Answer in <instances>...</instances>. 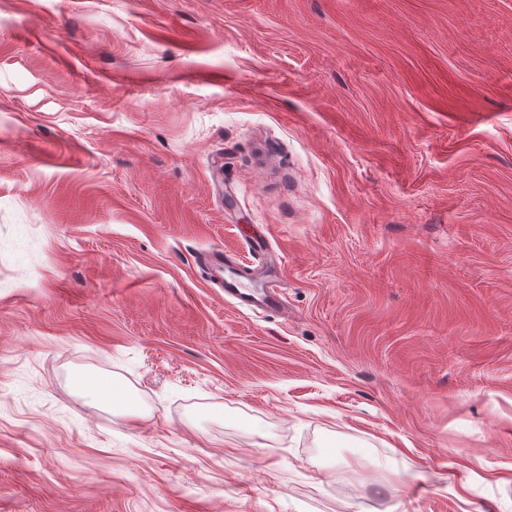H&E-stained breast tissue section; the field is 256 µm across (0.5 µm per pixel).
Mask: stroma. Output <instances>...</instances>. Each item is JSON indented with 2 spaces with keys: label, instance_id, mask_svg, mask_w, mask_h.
<instances>
[{
  "label": "stroma",
  "instance_id": "35a3bbf8",
  "mask_svg": "<svg viewBox=\"0 0 512 512\" xmlns=\"http://www.w3.org/2000/svg\"><path fill=\"white\" fill-rule=\"evenodd\" d=\"M0 512H512V0H0ZM203 264L212 271L224 270V294L236 300V305L250 310H275L283 307L275 291L258 293L253 288V281L244 282L234 267L233 256L223 250L212 251L205 255Z\"/></svg>",
  "mask_w": 512,
  "mask_h": 512
}]
</instances>
